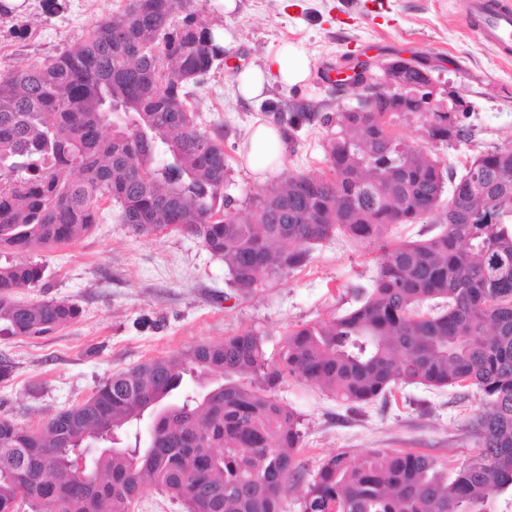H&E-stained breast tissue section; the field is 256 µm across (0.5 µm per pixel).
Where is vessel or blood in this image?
Listing matches in <instances>:
<instances>
[{"mask_svg": "<svg viewBox=\"0 0 512 512\" xmlns=\"http://www.w3.org/2000/svg\"><path fill=\"white\" fill-rule=\"evenodd\" d=\"M466 16L496 54L512 57V0H464Z\"/></svg>", "mask_w": 512, "mask_h": 512, "instance_id": "b4317fda", "label": "vessel or blood"}]
</instances>
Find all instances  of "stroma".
I'll return each mask as SVG.
<instances>
[{"mask_svg":"<svg viewBox=\"0 0 512 512\" xmlns=\"http://www.w3.org/2000/svg\"><path fill=\"white\" fill-rule=\"evenodd\" d=\"M463 0H240L225 15L220 0H204L199 21L232 32L236 45L224 53L192 93L202 128L219 131L230 167L224 193L239 213L262 188L246 172L241 155L252 124L310 104L335 112L355 101L340 74L357 63L414 58L437 85V106L463 128L464 140L436 141L431 115L395 118L398 134L431 156L463 171L470 157L512 144V61H503L480 40L462 10ZM127 0H67L64 11L45 13L42 0H25L0 17V72L58 54L80 40L98 17L121 11ZM303 50L309 79L296 86L272 83L264 98L244 99L235 77L265 64L283 45ZM329 131L303 124L285 138L277 182L290 172L326 170L323 145ZM102 220L76 241L36 247L32 260L47 268L46 297L67 299L82 310L79 321L40 338L0 336V357L13 370L0 379V418L40 426L61 407L88 399L113 372L169 357L203 343L253 331L277 354L296 325L343 314L351 288L375 273L374 247L339 236L317 246L310 263L282 276L252 297L231 293L223 260L178 232L138 235L103 204ZM278 400L297 411L303 438L295 455L299 481L289 483L286 512H301L302 495L318 467L344 452L359 460L375 450H407L433 456L445 470L467 460L474 444L467 429L484 408L476 390L403 387L390 404L350 407L320 387L288 381Z\"/></svg>","mask_w":512,"mask_h":512,"instance_id":"1","label":"stroma"}]
</instances>
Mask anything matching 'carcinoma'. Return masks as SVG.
Returning a JSON list of instances; mask_svg holds the SVG:
<instances>
[{
    "label": "carcinoma",
    "instance_id": "obj_1",
    "mask_svg": "<svg viewBox=\"0 0 512 512\" xmlns=\"http://www.w3.org/2000/svg\"><path fill=\"white\" fill-rule=\"evenodd\" d=\"M199 0H128L83 38L30 67L0 72V336L38 338L77 321L65 299H15L46 287L37 246L68 244L118 207L137 234L171 230L224 260L227 286L256 294L342 233L379 246L370 287L341 316L288 332L277 358L246 331L109 376L37 430L0 418V512H128L150 483L187 512H284L301 416L288 380L351 405L406 385L474 388L475 454L452 474L428 454L345 452L324 460L302 512H512V148L473 157L461 176L392 130L395 97L427 112L426 68L372 87L370 111L277 113L294 131L334 128L328 173H290L242 217L224 195L222 135L198 127L197 86L224 45L197 21ZM434 140L465 138L436 112ZM449 193L448 208L439 210ZM440 211L427 239L386 242L396 224ZM208 387L190 391L187 379ZM90 450L78 469L79 451Z\"/></svg>",
    "mask_w": 512,
    "mask_h": 512
}]
</instances>
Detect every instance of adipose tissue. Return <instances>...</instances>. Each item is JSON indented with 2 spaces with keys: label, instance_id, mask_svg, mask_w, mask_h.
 <instances>
[{
  "label": "adipose tissue",
  "instance_id": "adipose-tissue-1",
  "mask_svg": "<svg viewBox=\"0 0 512 512\" xmlns=\"http://www.w3.org/2000/svg\"><path fill=\"white\" fill-rule=\"evenodd\" d=\"M273 75L286 86H294L305 81L309 76V68L304 54L293 46H283L266 67L241 71L236 77L238 89L244 98L262 97L269 78ZM246 144L247 168L257 181H265L280 166L285 151L279 127L271 121L257 123L251 130Z\"/></svg>",
  "mask_w": 512,
  "mask_h": 512
}]
</instances>
